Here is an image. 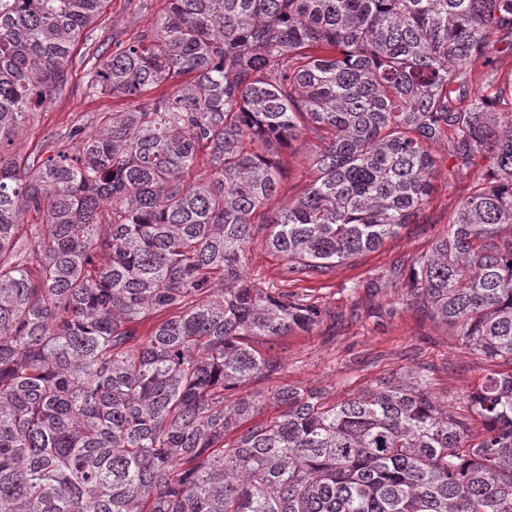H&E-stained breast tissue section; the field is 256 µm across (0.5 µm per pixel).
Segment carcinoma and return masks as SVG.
Returning a JSON list of instances; mask_svg holds the SVG:
<instances>
[{
	"label": "carcinoma",
	"instance_id": "obj_1",
	"mask_svg": "<svg viewBox=\"0 0 512 512\" xmlns=\"http://www.w3.org/2000/svg\"><path fill=\"white\" fill-rule=\"evenodd\" d=\"M102 2L0 0V512H512V372L462 415L413 368L330 406L283 385L271 420L239 393L280 371L253 342L326 316L252 278V245L304 277L377 250L424 223L438 143L490 165L372 287L512 364V80L468 98L512 53V0H164L90 69V95L132 107L21 167L9 146ZM324 131L315 179L271 210L280 150Z\"/></svg>",
	"mask_w": 512,
	"mask_h": 512
}]
</instances>
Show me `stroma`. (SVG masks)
I'll use <instances>...</instances> for the list:
<instances>
[{
  "mask_svg": "<svg viewBox=\"0 0 512 512\" xmlns=\"http://www.w3.org/2000/svg\"><path fill=\"white\" fill-rule=\"evenodd\" d=\"M164 7L163 0H103L97 26L82 31L72 49L69 80L62 92L31 114L13 140L19 160L44 154L50 147L71 149L64 134L98 112H122L127 100L101 95L89 97L88 72L94 57H107L114 43L132 41L149 28ZM316 143L308 135L300 150H283L285 177L272 208H283L313 180L308 155ZM488 161L477 157L467 169L445 159L434 181L427 205V221L408 224L376 251L339 264L325 276L294 282L292 289L329 311L330 316L307 332L262 343L260 349L277 359L282 370L276 378L258 383L263 392L290 384L323 390L328 403L357 397L377 381L408 368L421 369L425 380L452 412H459L463 397L481 383L488 368L500 372L512 365L484 358L462 347L451 327L430 320L415 307L401 304L394 289H370L369 284L393 264H412L428 253L434 239L448 228V217L485 170Z\"/></svg>",
  "mask_w": 512,
  "mask_h": 512,
  "instance_id": "obj_1",
  "label": "stroma"
}]
</instances>
